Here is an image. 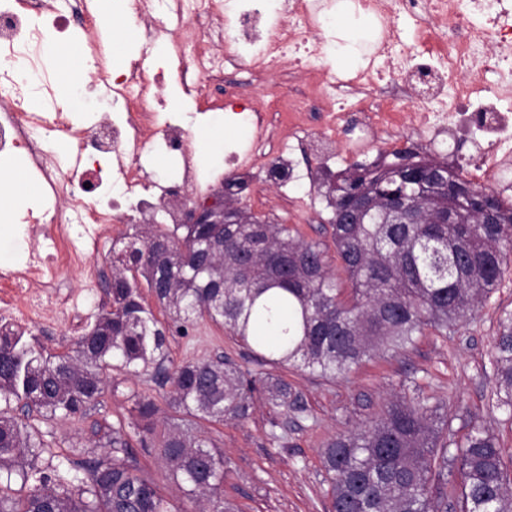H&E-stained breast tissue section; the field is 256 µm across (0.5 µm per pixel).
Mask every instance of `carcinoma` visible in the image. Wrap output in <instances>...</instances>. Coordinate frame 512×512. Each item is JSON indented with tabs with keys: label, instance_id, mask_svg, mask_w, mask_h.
<instances>
[{
	"label": "carcinoma",
	"instance_id": "1",
	"mask_svg": "<svg viewBox=\"0 0 512 512\" xmlns=\"http://www.w3.org/2000/svg\"><path fill=\"white\" fill-rule=\"evenodd\" d=\"M328 224L352 297L340 298L328 250L270 218L258 220L224 204L222 224H148L112 251L109 308L76 340V358L45 352L24 334L0 332V473L16 475L20 498L0 486V512H180L129 463L124 426L110 429L101 457L85 461L86 476L64 461L42 470L44 435L12 415V404L51 418L75 419L105 392L102 370L156 365L171 383L169 409L184 415L157 439L159 407L138 397L131 417L146 453L157 452L181 496L199 512H234L224 501V454L196 431L199 420L222 423L248 415L257 386L285 409L303 410L288 384L213 360L171 363L167 329L186 335L198 319L224 326L269 365L288 364L325 379L345 376L379 350L402 349L432 328L451 334L471 322L481 300L498 288L512 256V204L487 215L480 198L497 191L455 188L453 172L413 148L396 161L352 172L321 174ZM358 198L356 223L345 205ZM135 271L168 314L163 327L139 291ZM496 405L512 411V313L499 321L494 360ZM448 420L419 402L389 403L364 429L323 445L331 478L332 512H448L444 488L432 489L448 468L440 433ZM461 512H512V474L496 438L472 429L456 457Z\"/></svg>",
	"mask_w": 512,
	"mask_h": 512
}]
</instances>
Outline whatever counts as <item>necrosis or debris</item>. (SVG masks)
Wrapping results in <instances>:
<instances>
[{
    "label": "necrosis or debris",
    "instance_id": "obj_1",
    "mask_svg": "<svg viewBox=\"0 0 512 512\" xmlns=\"http://www.w3.org/2000/svg\"><path fill=\"white\" fill-rule=\"evenodd\" d=\"M349 7L380 26L355 71L326 75L335 55L328 12ZM147 41L168 36L173 76L130 60L121 71L98 63L95 104L86 124L60 120L54 69L45 54L48 34L68 35L73 20L97 35L99 21L78 15L73 0H0V162L24 157L45 190V210L17 209L15 234L23 261L0 267V326L18 329L55 323L77 333L102 276L96 256L124 237L137 217L164 213L182 221L178 188L194 199L205 178L177 113H162L159 92L174 85L197 102L221 81L225 66L247 69L256 80L287 72L299 84L276 101L253 96L242 109L248 140L234 153L237 168L266 169L278 179L287 166L269 147L284 130H298L320 110L325 145L346 135L354 153L374 149L381 134L408 132L424 150L447 145L446 158L474 181L501 185L512 162V0H281L269 14L262 0H138ZM216 29L214 40L193 39V27ZM470 137L473 151L454 149ZM172 156L178 185L160 184L148 171L151 154ZM76 271L80 288L63 286Z\"/></svg>",
    "mask_w": 512,
    "mask_h": 512
}]
</instances>
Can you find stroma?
Listing matches in <instances>:
<instances>
[{
  "label": "stroma",
  "instance_id": "stroma-1",
  "mask_svg": "<svg viewBox=\"0 0 512 512\" xmlns=\"http://www.w3.org/2000/svg\"><path fill=\"white\" fill-rule=\"evenodd\" d=\"M234 128L219 121H199L191 145L201 168L224 164V144L236 139ZM303 183L280 188L264 171L244 177L239 195L252 213L299 229L306 240L331 244L330 211L311 178L322 171V154L300 157ZM512 312V263L504 268L499 288L479 309L476 319L453 335L426 330L413 347L393 356L363 362L347 379L330 381L285 366H260L251 350L210 320H199L187 335L167 339L174 361L224 358L242 369L265 371L288 383L301 410L275 405L257 392L248 418L205 424L208 436L224 452V498L237 512H331L330 476L322 445L331 437L359 430L381 414L392 400L406 397L436 407L447 416L449 448L462 446L475 427L492 432L503 450L502 463L512 472V419L492 405V369L498 321ZM107 389L100 402L75 420L47 419L16 409L52 441L55 452L70 462L101 456L108 427L128 420L133 400L149 396L162 401L169 385L155 372L134 374L120 367L105 371Z\"/></svg>",
  "mask_w": 512,
  "mask_h": 512
}]
</instances>
